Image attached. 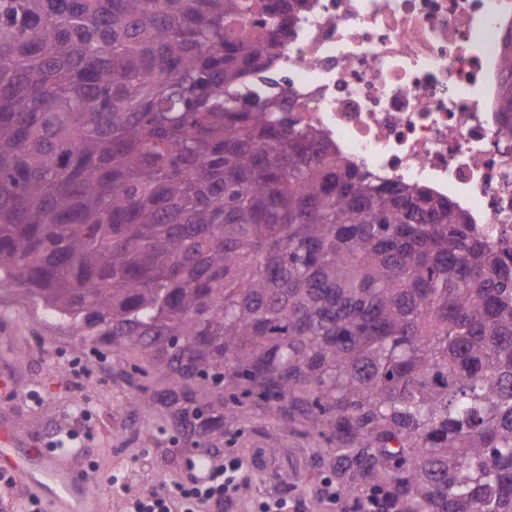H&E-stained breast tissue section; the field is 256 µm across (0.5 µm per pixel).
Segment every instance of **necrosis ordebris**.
<instances>
[{"mask_svg":"<svg viewBox=\"0 0 512 512\" xmlns=\"http://www.w3.org/2000/svg\"><path fill=\"white\" fill-rule=\"evenodd\" d=\"M512 0H308L237 88L380 181L420 186L512 252L500 110Z\"/></svg>","mask_w":512,"mask_h":512,"instance_id":"necrosis-or-debris-1","label":"necrosis or debris"}]
</instances>
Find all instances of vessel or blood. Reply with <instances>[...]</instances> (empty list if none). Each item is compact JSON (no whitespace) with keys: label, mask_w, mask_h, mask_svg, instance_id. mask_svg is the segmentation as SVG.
<instances>
[{"label":"vessel or blood","mask_w":512,"mask_h":512,"mask_svg":"<svg viewBox=\"0 0 512 512\" xmlns=\"http://www.w3.org/2000/svg\"><path fill=\"white\" fill-rule=\"evenodd\" d=\"M0 469L12 472L22 485L41 493L54 512H106L103 502L89 496L86 480L75 473L66 457L20 448L1 436Z\"/></svg>","instance_id":"b4317fda"}]
</instances>
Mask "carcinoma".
I'll return each instance as SVG.
<instances>
[{
	"instance_id": "1",
	"label": "carcinoma",
	"mask_w": 512,
	"mask_h": 512,
	"mask_svg": "<svg viewBox=\"0 0 512 512\" xmlns=\"http://www.w3.org/2000/svg\"><path fill=\"white\" fill-rule=\"evenodd\" d=\"M305 4L0 0V288L330 435L355 512H512L506 251L233 95Z\"/></svg>"
}]
</instances>
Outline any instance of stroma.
<instances>
[{"instance_id":"obj_1","label":"stroma","mask_w":512,"mask_h":512,"mask_svg":"<svg viewBox=\"0 0 512 512\" xmlns=\"http://www.w3.org/2000/svg\"><path fill=\"white\" fill-rule=\"evenodd\" d=\"M168 367L151 349L116 353L101 329L65 321L33 299L0 289V428L25 447L46 448L53 433L77 432L81 446L71 465L88 481L109 512H121L123 495L189 483V458L223 463L235 453L252 461L237 491L236 512H257L260 493L284 495L300 512H345L321 493L328 474L318 453L322 443L266 418L246 403L224 413V429L187 443L181 428L156 418L153 440L143 445L139 408L151 406ZM284 453L272 457L271 442ZM304 470L306 484L283 482L282 473Z\"/></svg>"}]
</instances>
